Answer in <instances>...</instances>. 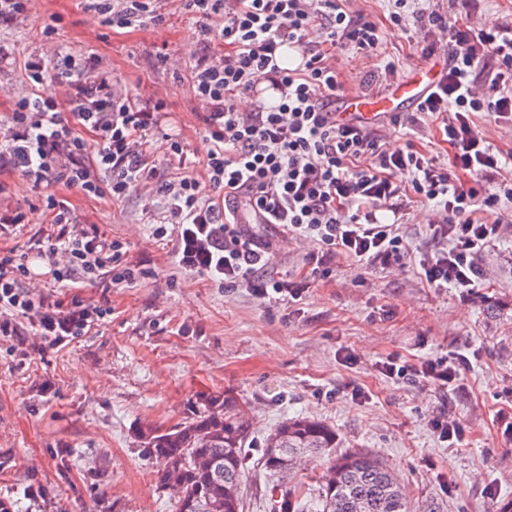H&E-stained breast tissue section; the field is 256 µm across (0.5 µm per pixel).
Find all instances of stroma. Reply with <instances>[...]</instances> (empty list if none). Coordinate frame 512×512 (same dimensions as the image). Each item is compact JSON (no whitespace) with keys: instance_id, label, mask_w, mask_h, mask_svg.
Masks as SVG:
<instances>
[{"instance_id":"1","label":"stroma","mask_w":512,"mask_h":512,"mask_svg":"<svg viewBox=\"0 0 512 512\" xmlns=\"http://www.w3.org/2000/svg\"><path fill=\"white\" fill-rule=\"evenodd\" d=\"M156 7L163 21L119 29L79 0H34L26 17L0 30V83L23 81L25 61L40 55L54 25L63 51L96 54L129 92L163 99V131L203 158L191 74L170 65L201 54L200 28L174 0ZM348 7L380 34L373 55L334 53L348 92L379 94L405 80L421 62L426 30L392 26L390 0ZM387 61L395 72L368 82ZM55 192L85 229L123 242L141 274L107 288L82 284L79 296L111 313L68 346L0 341V496L14 512H173L140 429L171 427L200 396L224 392L249 422L244 512H267L277 479L263 466L264 440L293 417L334 428L339 451L385 462L412 512L430 499L443 512H512V223L482 254L487 280L475 287H429L407 259L339 258L284 305L177 269L170 243L154 235L159 204L149 189L121 202L60 185ZM1 207L26 215L22 235L0 240L22 259L45 219L40 194L18 173L0 172ZM459 354L470 364L456 389L382 371L392 356L417 366ZM436 419L459 424L462 443L441 442Z\"/></svg>"}]
</instances>
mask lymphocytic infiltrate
Returning <instances> with one entry per match:
<instances>
[{
  "mask_svg": "<svg viewBox=\"0 0 512 512\" xmlns=\"http://www.w3.org/2000/svg\"><path fill=\"white\" fill-rule=\"evenodd\" d=\"M155 0H82L103 23L128 28L154 18ZM394 25L416 19L436 38L423 58L448 52V66L417 107L437 121L448 139L447 161L426 156L413 141L393 148L360 122L340 123L334 107L344 82L331 54L376 50V25L348 13L345 0H181L200 23L205 43L189 64L192 92L204 112L208 149L204 172L219 198L202 195L196 180L165 176L150 158L151 137L163 103H141L118 93L111 72L95 54L78 58L53 49L47 61L25 63L29 86L0 128V169L18 172L44 190L49 216L38 255L42 272L0 254V339L20 336L31 325L55 346L98 327L104 306L33 292L32 280L82 284L107 276L134 280L123 244L106 234L76 229L66 199L50 194L60 184L88 197L124 200L143 183L164 202L157 237H171L180 268L207 275L220 287L247 289L254 297L300 298L303 283L272 280L267 270L273 243L257 232L272 227L316 248L306 256L319 266L335 257L353 262L403 257L399 232L409 197L429 205L431 249L419 262L428 286L473 287L483 276L479 254L507 219L501 200H512V179L501 176L499 150L482 136L475 113L512 121V28L488 22L458 24L421 0H393ZM487 69L478 80L476 66ZM269 83L274 105L241 110L238 100ZM67 87L58 101L52 84ZM71 120H64L63 112ZM93 140H86L85 132ZM407 181L398 182L394 172ZM470 184L454 182L456 174Z\"/></svg>",
  "mask_w": 512,
  "mask_h": 512,
  "instance_id": "lymphocytic-infiltrate-1",
  "label": "lymphocytic infiltrate"
}]
</instances>
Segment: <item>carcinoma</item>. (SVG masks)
Segmentation results:
<instances>
[{
    "instance_id": "1",
    "label": "carcinoma",
    "mask_w": 512,
    "mask_h": 512,
    "mask_svg": "<svg viewBox=\"0 0 512 512\" xmlns=\"http://www.w3.org/2000/svg\"><path fill=\"white\" fill-rule=\"evenodd\" d=\"M140 438L149 458L160 463V487L181 486L182 498L173 500L175 512H188L189 503L194 512H244L249 428L233 396L205 395L187 420L166 430L146 427ZM335 447L336 431L314 418L289 419L274 428L266 439L264 467L281 484L269 512H305L288 471L295 456L306 454L334 474L332 484L321 486L319 512H409L404 489L384 462L362 450L335 455ZM200 457L211 459L215 468H198Z\"/></svg>"
}]
</instances>
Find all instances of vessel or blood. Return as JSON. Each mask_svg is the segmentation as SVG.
I'll return each instance as SVG.
<instances>
[{
    "instance_id": "obj_1",
    "label": "vessel or blood",
    "mask_w": 512,
    "mask_h": 512,
    "mask_svg": "<svg viewBox=\"0 0 512 512\" xmlns=\"http://www.w3.org/2000/svg\"><path fill=\"white\" fill-rule=\"evenodd\" d=\"M435 84L433 68L419 67L414 69L409 79L393 86L387 94L345 96L337 110V116L343 120L372 124L417 105L433 91Z\"/></svg>"
}]
</instances>
